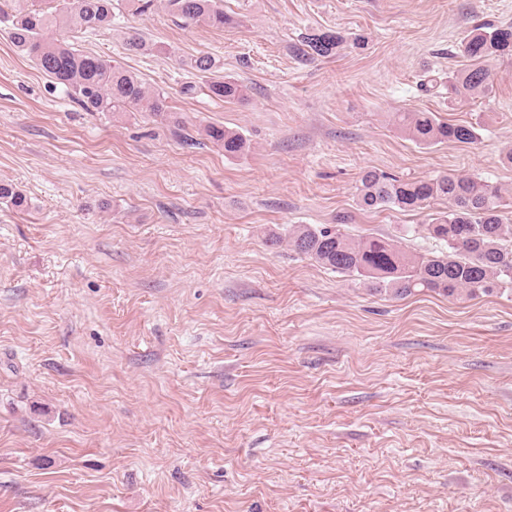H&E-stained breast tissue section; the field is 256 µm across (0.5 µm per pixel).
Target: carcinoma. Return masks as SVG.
Listing matches in <instances>:
<instances>
[{
	"label": "carcinoma",
	"mask_w": 512,
	"mask_h": 512,
	"mask_svg": "<svg viewBox=\"0 0 512 512\" xmlns=\"http://www.w3.org/2000/svg\"><path fill=\"white\" fill-rule=\"evenodd\" d=\"M0 0V32L16 51L72 93L87 112L123 114L140 112L169 127L188 145L209 142L235 157L249 145L236 130L208 124L197 136L186 132L187 121L168 110L165 92L144 85L133 72L111 61L84 52L69 43L78 33L93 34L112 27L114 10L147 15L155 0ZM223 0H165L166 8L180 19L198 26L232 27L238 20L224 12ZM341 37L312 29L292 46L302 63L336 55ZM129 45L142 52L171 53L162 45L131 35ZM468 65L448 76V98L474 99L491 92L494 73L490 63L512 57V25L472 29L464 38ZM182 68L200 76L198 84L181 88L185 95L202 92L227 104L248 101L249 88L223 73V62L209 54L180 59ZM395 123L415 143L432 146L448 142L473 144V125L445 122L432 112H398ZM448 202L418 232L444 246L435 254L405 248L402 237L373 234L353 236L344 231L352 215L337 216L334 224H299L288 230V246L296 253L363 284L395 296L433 292L452 299H473L481 294H512V197L502 188L475 175L448 173L432 179L396 177L368 169L356 188V205L363 211L425 209L435 201ZM0 203L28 208V198L14 184L0 181Z\"/></svg>",
	"instance_id": "1"
}]
</instances>
